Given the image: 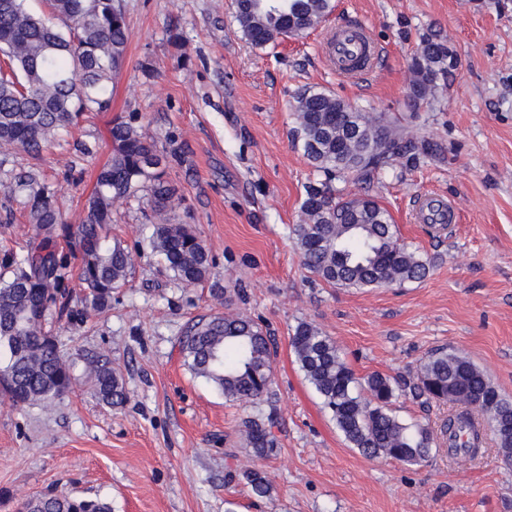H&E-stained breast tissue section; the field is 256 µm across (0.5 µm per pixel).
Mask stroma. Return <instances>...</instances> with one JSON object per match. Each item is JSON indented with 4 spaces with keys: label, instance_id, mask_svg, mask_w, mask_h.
Wrapping results in <instances>:
<instances>
[{
    "label": "stroma",
    "instance_id": "1",
    "mask_svg": "<svg viewBox=\"0 0 512 512\" xmlns=\"http://www.w3.org/2000/svg\"><path fill=\"white\" fill-rule=\"evenodd\" d=\"M121 5L127 57L111 111L37 157L0 144V250L30 229L22 196L9 189L14 175L54 184L64 219L77 223L111 156L109 121L132 116L171 152L174 217L208 248L211 273L183 287L150 252L148 192L116 203L112 233L140 254L128 285L79 330L55 318L47 329L65 354L107 358L127 399L101 402L82 361L52 409L0 390V512L50 490L103 499L112 512H512V466L496 447L466 464L443 448L419 465L349 447L290 346L299 323L313 324L360 379L414 375L445 347L512 398V0H334L322 26L263 49L242 37L232 0ZM346 19L365 21L384 55L375 73L349 82L319 52L326 30ZM427 33L446 41L458 70L416 109L410 61ZM309 88L386 113L437 149L418 169L341 186L378 200L401 240L432 258L424 279L348 290L303 268L292 227L316 174L292 128L294 99ZM431 194L455 203L460 223L418 221L417 201ZM225 311L247 313L275 341L278 447L264 459L239 439L247 409L191 375L180 353L190 320ZM251 463L271 483L269 497L228 479Z\"/></svg>",
    "mask_w": 512,
    "mask_h": 512
}]
</instances>
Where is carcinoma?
Returning a JSON list of instances; mask_svg holds the SVG:
<instances>
[{
	"label": "carcinoma",
	"instance_id": "obj_1",
	"mask_svg": "<svg viewBox=\"0 0 512 512\" xmlns=\"http://www.w3.org/2000/svg\"><path fill=\"white\" fill-rule=\"evenodd\" d=\"M51 16L32 13L27 0H0V143L37 156L66 128L89 114L112 108V90L126 59L128 31L119 0H49ZM242 36L255 47L274 45L319 26L333 0H234ZM455 53L435 34L421 37L412 58L414 104L426 100L447 78ZM293 137L319 174L305 187L303 222L293 225L305 269L333 287L382 288L422 280L430 261L401 242L388 210L369 197H342L337 180L369 184L399 165L415 168L434 155L426 141L404 136L380 115L363 112L325 90L296 97ZM109 161L98 171L80 220L66 223L56 191L30 173L14 176L10 190L23 194L32 230L0 255V385L21 403L51 408L69 392L75 367L57 337L45 329L47 316L66 318L72 328L83 312L112 308V293L125 287L135 254L112 236V209L143 188L150 191L159 220L151 252L185 287L207 280L211 258L187 224L168 213L178 205L166 178L169 159L132 121L113 119L108 129ZM65 241L69 252L58 250ZM77 261L79 295L65 285ZM184 365L224 397L252 413L242 422L246 446L257 458L276 449L272 408L271 337L246 314H212L188 324L179 338ZM299 368L331 412L350 447L369 457L406 464L430 458L437 437L427 426L409 425L390 408L396 393L409 392L429 406L459 404L440 430L459 462L475 459L492 436L505 465L512 466V400L466 357L444 348L421 361L416 375L395 379L374 373L363 392L335 341L301 322L292 336ZM101 401L119 406L126 390L108 361L86 359ZM241 477L253 495L272 487L258 469ZM23 512H112L98 499L43 494L23 503Z\"/></svg>",
	"mask_w": 512,
	"mask_h": 512
}]
</instances>
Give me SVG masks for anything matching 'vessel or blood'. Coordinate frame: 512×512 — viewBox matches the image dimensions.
Returning <instances> with one entry per match:
<instances>
[{"mask_svg": "<svg viewBox=\"0 0 512 512\" xmlns=\"http://www.w3.org/2000/svg\"><path fill=\"white\" fill-rule=\"evenodd\" d=\"M323 53L338 77L356 80L373 73L381 64L382 50L367 33L363 21L343 23L329 32ZM417 214L426 223L455 222L458 212L452 204L437 198L419 201Z\"/></svg>", "mask_w": 512, "mask_h": 512, "instance_id": "vessel-or-blood-1", "label": "vessel or blood"}]
</instances>
